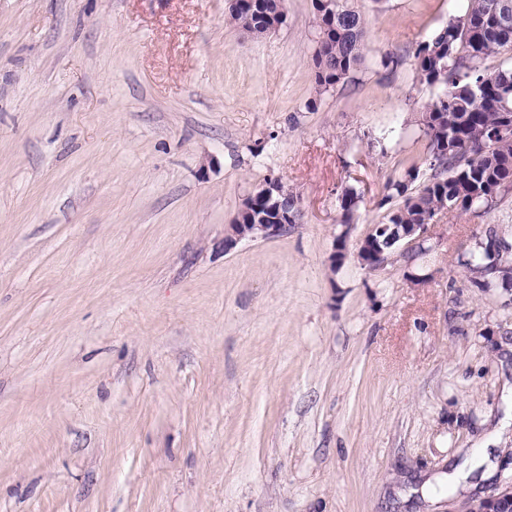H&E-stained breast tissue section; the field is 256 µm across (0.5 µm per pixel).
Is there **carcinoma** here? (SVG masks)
<instances>
[{
  "label": "carcinoma",
  "instance_id": "1",
  "mask_svg": "<svg viewBox=\"0 0 512 512\" xmlns=\"http://www.w3.org/2000/svg\"><path fill=\"white\" fill-rule=\"evenodd\" d=\"M465 13L439 28L416 50L417 80L431 90L422 125L427 139L421 163L403 180L390 181L382 202L402 204L385 217L388 224H430L451 209L467 212L489 205L512 187V137L491 140V131L512 116V65L494 70L480 62L512 51V0H467ZM316 37L311 60L318 93L345 82L363 61L365 19L350 0H313ZM286 21L284 0H234L228 24L255 37ZM434 171L410 191L420 164ZM360 201L353 186L340 196L341 223L351 221ZM461 265L512 285V243L478 242Z\"/></svg>",
  "mask_w": 512,
  "mask_h": 512
}]
</instances>
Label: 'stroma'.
Returning a JSON list of instances; mask_svg holds the SVG:
<instances>
[{
    "label": "stroma",
    "mask_w": 512,
    "mask_h": 512,
    "mask_svg": "<svg viewBox=\"0 0 512 512\" xmlns=\"http://www.w3.org/2000/svg\"><path fill=\"white\" fill-rule=\"evenodd\" d=\"M364 64L317 93L312 0H0V512H462L512 469V290L426 252L327 258L422 156L418 45L465 0H352ZM399 63L382 68L383 54ZM276 177L299 224L225 249ZM284 0H235L229 7L228 24L255 37L268 35L274 23L286 21ZM340 200H341L340 201V209L342 210L341 224H348L349 226L346 225L345 230L342 233L345 236L343 243L338 242L336 244V238L334 240L333 249L328 257L330 268L333 271L336 270V252H339L344 255V257L342 258V263L344 262V260L346 258L347 240H348L349 232H350L349 222L351 221L354 211L356 210L358 203L360 201V193L353 186L344 187L341 192ZM348 228H349V230H348Z\"/></svg>",
    "instance_id": "1"
}]
</instances>
